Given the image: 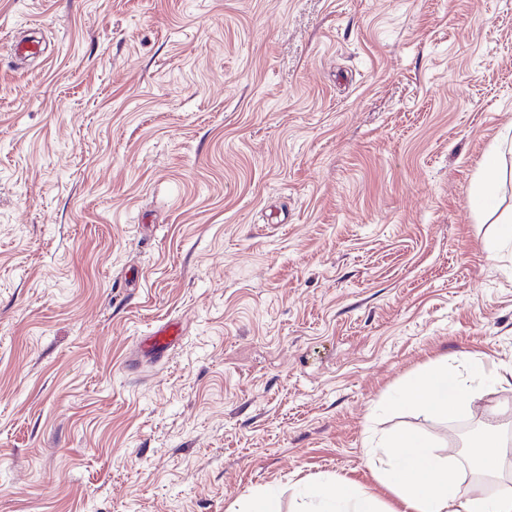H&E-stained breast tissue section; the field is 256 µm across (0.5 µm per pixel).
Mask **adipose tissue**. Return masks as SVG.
<instances>
[{
  "label": "adipose tissue",
  "mask_w": 512,
  "mask_h": 512,
  "mask_svg": "<svg viewBox=\"0 0 512 512\" xmlns=\"http://www.w3.org/2000/svg\"><path fill=\"white\" fill-rule=\"evenodd\" d=\"M512 155V124L504 127L489 149L488 159L475 177L469 197L470 210L478 215L498 214V197ZM487 365L482 360L470 364V377L445 394L448 369L431 365L410 380L398 403L418 410L427 420L441 421L469 409L477 396L472 382L484 378ZM387 457L379 468L380 479L398 491L405 512H512V491L486 495L479 487L463 486L454 460L436 457L429 444L409 431L397 432L382 444Z\"/></svg>",
  "instance_id": "obj_1"
}]
</instances>
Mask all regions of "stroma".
<instances>
[{
	"mask_svg": "<svg viewBox=\"0 0 512 512\" xmlns=\"http://www.w3.org/2000/svg\"><path fill=\"white\" fill-rule=\"evenodd\" d=\"M510 124L512 0H0V512H300L312 481L400 512L397 429L512 489L453 441L512 446V385L395 403L512 368L468 204ZM181 335L182 330L178 323L168 322L157 326L148 336H143L140 339L138 355L130 362L138 364L146 356H162L175 345ZM469 371L470 379L455 380L454 394L448 398L442 390L448 383V368L430 365L407 383L398 403L418 410L430 421H441L466 412L477 397V390L470 383L486 376L487 365L477 359L471 362Z\"/></svg>",
	"mask_w": 512,
	"mask_h": 512,
	"instance_id": "35a3bbf8",
	"label": "stroma"
}]
</instances>
